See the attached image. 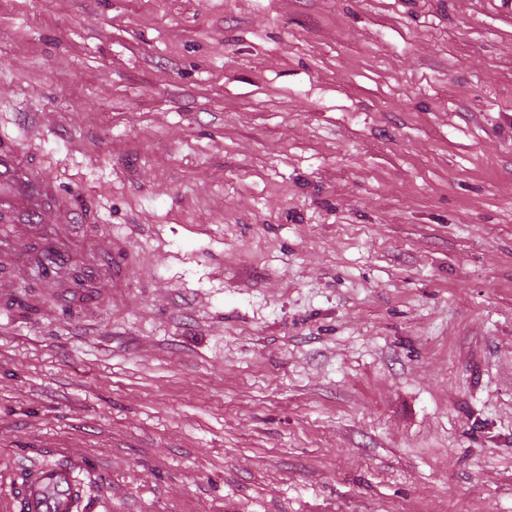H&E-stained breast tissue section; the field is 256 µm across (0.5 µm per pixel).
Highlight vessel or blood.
Here are the masks:
<instances>
[{
  "label": "vessel or blood",
  "mask_w": 512,
  "mask_h": 512,
  "mask_svg": "<svg viewBox=\"0 0 512 512\" xmlns=\"http://www.w3.org/2000/svg\"><path fill=\"white\" fill-rule=\"evenodd\" d=\"M58 224H88L92 218L74 194L36 167L18 142L0 140V221L15 222L12 238H0V250L13 240H33L53 250L57 244L45 215ZM84 489L67 463L28 469L23 478V512H79Z\"/></svg>",
  "instance_id": "obj_1"
}]
</instances>
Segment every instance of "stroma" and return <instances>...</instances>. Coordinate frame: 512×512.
<instances>
[{"label":"stroma","mask_w":512,"mask_h":512,"mask_svg":"<svg viewBox=\"0 0 512 512\" xmlns=\"http://www.w3.org/2000/svg\"><path fill=\"white\" fill-rule=\"evenodd\" d=\"M511 9L0 0V139L125 270L0 257V512L55 454L87 512H512ZM89 247L91 250L96 252H101L105 254H109L112 256V253L115 257L114 263H112V272L110 274L113 282L119 281L122 279V264L120 260L119 253L116 250V246L112 243V236L106 233H96L89 240Z\"/></svg>","instance_id":"1"}]
</instances>
